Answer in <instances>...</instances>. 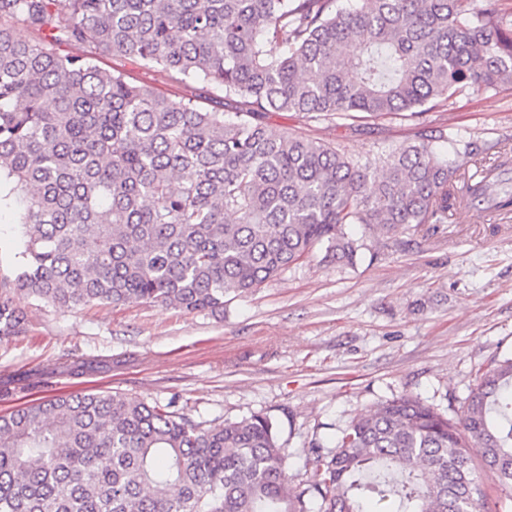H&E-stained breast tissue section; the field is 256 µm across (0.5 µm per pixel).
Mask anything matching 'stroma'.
<instances>
[{
	"label": "stroma",
	"instance_id": "stroma-1",
	"mask_svg": "<svg viewBox=\"0 0 512 512\" xmlns=\"http://www.w3.org/2000/svg\"><path fill=\"white\" fill-rule=\"evenodd\" d=\"M134 83L194 97L132 56L104 58ZM273 133L331 143L355 160L438 134L490 144L512 137V87L469 93L408 120L388 115L354 125L275 112ZM355 266L313 251L284 274L224 305L189 313L157 304L61 310L22 301L26 330L0 341V413L21 402L73 391L173 402L197 421L255 412L278 425L290 453L288 476L305 480L313 444L332 446L352 417L413 395L456 418L479 371L512 356V221L484 222L453 211L433 232L406 230L395 242L366 234ZM94 361L79 377L63 362Z\"/></svg>",
	"mask_w": 512,
	"mask_h": 512
}]
</instances>
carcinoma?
Wrapping results in <instances>:
<instances>
[{
	"mask_svg": "<svg viewBox=\"0 0 512 512\" xmlns=\"http://www.w3.org/2000/svg\"><path fill=\"white\" fill-rule=\"evenodd\" d=\"M470 2L0 0V213L23 239L0 341L25 330L24 297L219 314L317 247L355 265L350 224L512 214V180L487 179L473 142L443 155L441 133L362 163L268 132L273 112L413 118L512 84V6ZM114 55L213 88V107L100 65ZM288 457L264 413L206 425L170 402L58 395L0 415V512H489L476 466L512 496V357L456 420L401 396L311 449L312 480L290 483Z\"/></svg>",
	"mask_w": 512,
	"mask_h": 512,
	"instance_id": "cac0c4a2",
	"label": "carcinoma"
}]
</instances>
